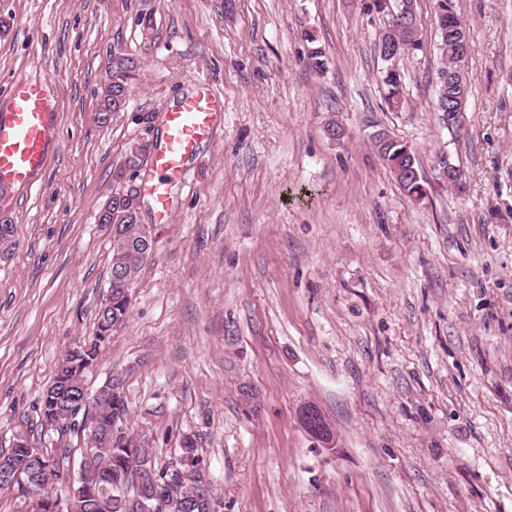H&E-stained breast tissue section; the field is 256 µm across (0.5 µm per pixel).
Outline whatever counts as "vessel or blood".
<instances>
[{
	"mask_svg": "<svg viewBox=\"0 0 512 512\" xmlns=\"http://www.w3.org/2000/svg\"><path fill=\"white\" fill-rule=\"evenodd\" d=\"M224 110L222 101L200 88L166 114L162 138L151 152V173L145 187L159 218L174 206L170 185L183 171L199 144L208 139ZM52 137L47 81L17 78L0 101V182L29 185L47 162Z\"/></svg>",
	"mask_w": 512,
	"mask_h": 512,
	"instance_id": "b4317fda",
	"label": "vessel or blood"
}]
</instances>
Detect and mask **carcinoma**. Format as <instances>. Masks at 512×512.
Listing matches in <instances>:
<instances>
[{"label":"carcinoma","mask_w":512,"mask_h":512,"mask_svg":"<svg viewBox=\"0 0 512 512\" xmlns=\"http://www.w3.org/2000/svg\"><path fill=\"white\" fill-rule=\"evenodd\" d=\"M434 21L439 38V50L443 57V66L437 73V98L435 111L441 120L454 129L459 115L465 111L470 85L465 72L468 47L462 44L468 36L466 25L462 22L457 0H434ZM411 4L407 0H396L394 12L389 14L387 24L398 32L397 47L389 52L390 46L383 43L379 54L382 60L391 62L405 54L422 50L419 26L412 28L403 22L410 14ZM108 82L102 90L99 111H119V96H128L132 81L136 79L139 68L137 59L120 49L112 50ZM382 83L386 88L385 102L393 111L403 109L405 104L403 83L399 71L388 67L383 71ZM380 159L394 174L398 184L407 196L417 200L424 197V185L420 172V163L414 151L390 134H385L381 144H373ZM110 212L109 223L122 228L126 245L112 248V263L108 279V295L97 312L96 330L91 337L82 341V345L68 352L58 366L55 379L47 389L41 406L42 421L56 416L53 404L54 392L64 387L76 375H82L98 359L101 349L108 343L111 332L126 326L130 316L131 287L128 280L137 278L144 259L141 258L140 234L143 226L142 215L144 196L139 187L128 181L124 190L112 194L105 203ZM15 225L9 218H0V250L8 252L16 246ZM113 413L100 409L91 418L95 420V442L101 448L108 449L105 458L112 461V482L96 477L92 469L83 471L82 479L74 488L72 502L77 512H140L141 494L131 483L127 472V463L138 456L143 457V465L151 470L155 501L170 502V481L176 478L171 467L172 461L163 464L156 458V449L143 448L131 438H115L110 433ZM198 441L195 435H186L180 441L178 456L188 462H196ZM179 512H217V501L185 500Z\"/></svg>","instance_id":"cac0c4a2"}]
</instances>
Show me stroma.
Here are the masks:
<instances>
[{
    "label": "stroma",
    "mask_w": 512,
    "mask_h": 512,
    "mask_svg": "<svg viewBox=\"0 0 512 512\" xmlns=\"http://www.w3.org/2000/svg\"><path fill=\"white\" fill-rule=\"evenodd\" d=\"M458 10L471 95L452 131L433 0H416L422 50L397 64L400 112L373 0H0V99L48 78L54 112L45 168L0 197L17 228L0 256V451L63 442L78 465L84 439L42 428L41 403L107 295L99 209L131 147L205 83L224 117L167 221L146 205L154 250L85 385L124 377L125 426L159 461L196 433L218 512H512V0ZM117 47L141 69L104 123ZM379 129L416 153L423 199L378 157ZM309 406L331 446L303 428ZM382 83L386 88L385 102L393 111L402 110L405 104L403 83L398 70L387 67L383 71Z\"/></svg>",
    "instance_id": "obj_1"
}]
</instances>
